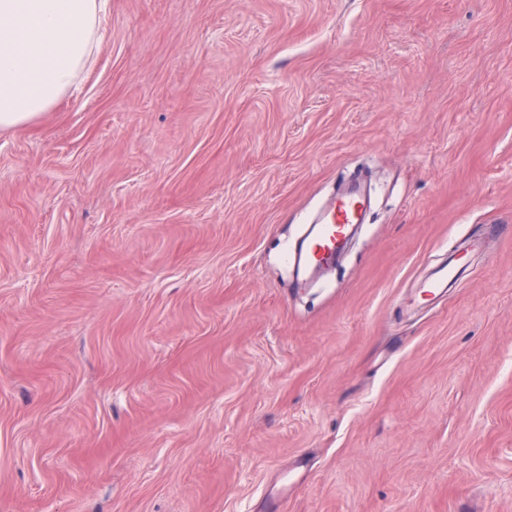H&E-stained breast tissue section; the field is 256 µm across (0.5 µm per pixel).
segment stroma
Segmentation results:
<instances>
[{
    "instance_id": "1",
    "label": "stroma",
    "mask_w": 512,
    "mask_h": 512,
    "mask_svg": "<svg viewBox=\"0 0 512 512\" xmlns=\"http://www.w3.org/2000/svg\"><path fill=\"white\" fill-rule=\"evenodd\" d=\"M104 28L80 94L0 134V512L283 483V512H512V0H111ZM363 167L361 237L292 287ZM458 278L457 267L451 262L438 264L431 274L421 283L419 288L424 300L443 298Z\"/></svg>"
}]
</instances>
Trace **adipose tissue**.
Wrapping results in <instances>:
<instances>
[{"label":"adipose tissue","mask_w":512,"mask_h":512,"mask_svg":"<svg viewBox=\"0 0 512 512\" xmlns=\"http://www.w3.org/2000/svg\"><path fill=\"white\" fill-rule=\"evenodd\" d=\"M109 0H0V131L29 124L76 90Z\"/></svg>","instance_id":"1"}]
</instances>
